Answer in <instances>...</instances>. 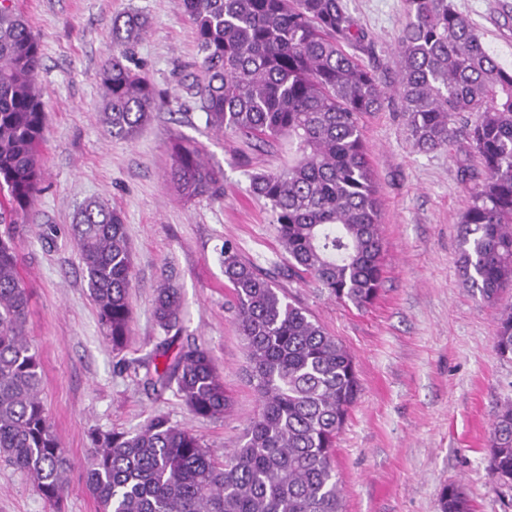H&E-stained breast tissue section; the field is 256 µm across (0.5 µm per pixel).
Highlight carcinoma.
I'll return each instance as SVG.
<instances>
[{
    "mask_svg": "<svg viewBox=\"0 0 512 512\" xmlns=\"http://www.w3.org/2000/svg\"><path fill=\"white\" fill-rule=\"evenodd\" d=\"M193 26L199 74L185 85L205 125L263 144L288 142V165L255 172L249 191L270 203L288 262L358 309L383 285L374 172L360 129L385 91L342 44L360 39L344 0H179ZM397 95L417 146L448 145L462 123L482 183L460 230V270L494 305L512 285V68L504 67L452 0H406ZM149 25L140 12L112 24V57L96 73L101 122L132 139L168 91L132 66ZM40 45L14 0H0V224L26 211L41 178L45 101ZM170 179L187 200L222 194L221 170L193 142L170 145ZM71 235L112 349L128 342L134 260L121 211L81 203ZM261 409L239 448L218 460L194 433L157 415L136 433L93 431L86 486L100 512H340L336 439L360 391L352 354L310 312L288 301L238 250L219 253ZM179 289L156 290L153 316L168 338L145 383L176 385L189 411L222 419L232 408L210 352L169 350L182 326ZM29 298L11 237L0 236V458L26 474L48 504L66 491L69 460L40 398L42 367L26 334ZM494 348L512 358V313ZM488 471L512 482V401L492 425ZM440 512H471L462 487L442 489Z\"/></svg>",
    "mask_w": 512,
    "mask_h": 512,
    "instance_id": "cac0c4a2",
    "label": "carcinoma"
}]
</instances>
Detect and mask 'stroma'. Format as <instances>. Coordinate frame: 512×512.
I'll return each instance as SVG.
<instances>
[{
  "mask_svg": "<svg viewBox=\"0 0 512 512\" xmlns=\"http://www.w3.org/2000/svg\"><path fill=\"white\" fill-rule=\"evenodd\" d=\"M505 67H512V0H452ZM40 43L47 101L41 183L14 238L29 296L28 338L42 365V398L71 468L54 512H98L86 487L90 434L134 433L165 415L224 457L238 447L260 401L248 380L244 341L218 251L235 245L288 299L310 311L354 357L360 393L337 439L342 512H439L445 485H461L474 512H512V484L487 472L489 432L512 399V359L493 344L498 311L465 283L459 226L480 164L464 136L421 151L401 110L396 44L405 0H345L364 38L347 45L386 92L361 132L374 169L384 243L383 291L360 310L291 275L269 204L248 191L250 173L279 169L278 147H254L206 127L178 81L198 60L177 0H16ZM138 10L150 24L134 59L174 100L131 140L110 137L95 78L112 52L114 17ZM198 143L221 169L224 194L183 199L169 178V145ZM470 180H462V172ZM96 198L120 210L134 255L127 347L115 352L89 295L70 226ZM183 300L180 346L213 356L233 399L220 420L194 417L175 389L145 385L165 335L152 300L163 282ZM0 512H53L29 479L0 461Z\"/></svg>",
  "mask_w": 512,
  "mask_h": 512,
  "instance_id": "1",
  "label": "stroma"
}]
</instances>
